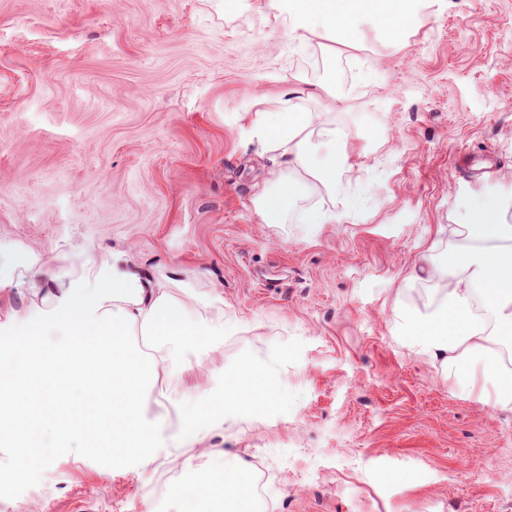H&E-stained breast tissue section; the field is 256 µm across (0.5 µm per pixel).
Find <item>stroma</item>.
<instances>
[{
	"label": "stroma",
	"instance_id": "obj_1",
	"mask_svg": "<svg viewBox=\"0 0 512 512\" xmlns=\"http://www.w3.org/2000/svg\"><path fill=\"white\" fill-rule=\"evenodd\" d=\"M259 4L0 0V308L28 286L13 257L65 275L109 250L225 328L147 388L148 465L50 448L19 470L0 446V512H184L176 488L228 463L274 471L275 512H512V412L415 355L394 305L424 310L415 259L512 198V0H438L399 44L370 25L303 44ZM322 81L353 149L316 197L332 219L264 223L250 187L271 162L241 117ZM461 147L494 153L493 175ZM246 362L279 398L229 401Z\"/></svg>",
	"mask_w": 512,
	"mask_h": 512
}]
</instances>
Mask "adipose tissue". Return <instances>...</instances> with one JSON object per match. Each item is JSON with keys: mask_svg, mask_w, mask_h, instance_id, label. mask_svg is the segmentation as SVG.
<instances>
[{"mask_svg": "<svg viewBox=\"0 0 512 512\" xmlns=\"http://www.w3.org/2000/svg\"><path fill=\"white\" fill-rule=\"evenodd\" d=\"M269 17L300 42L351 41L364 23H374L401 42L413 18L437 0H264ZM303 90L264 112L249 113L246 144L273 166L253 184L251 202L268 224H284L299 210L305 224L328 216L314 204L317 192L335 191L351 169L347 139L322 113L307 111ZM506 203L456 225L448 248L423 252L408 282L431 286L427 310L401 313L407 343L443 376L476 391L495 407L512 410V225L501 222ZM166 280L143 278L101 252L61 278L54 267L32 272L28 315L0 318V445L30 465L45 427L58 447L86 453L128 455L142 463L154 456L155 426L141 410L144 387L158 367L183 352V338L223 335L224 322L187 324L188 305ZM141 346L132 347L128 337ZM187 512H255L243 474L206 475L178 488Z\"/></svg>", "mask_w": 512, "mask_h": 512, "instance_id": "ef3b65f1", "label": "adipose tissue"}]
</instances>
